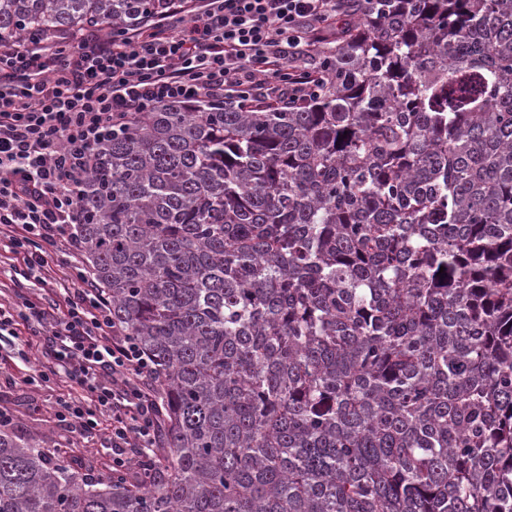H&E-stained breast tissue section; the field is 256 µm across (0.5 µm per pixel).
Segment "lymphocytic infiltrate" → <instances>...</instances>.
I'll return each mask as SVG.
<instances>
[{
    "mask_svg": "<svg viewBox=\"0 0 512 512\" xmlns=\"http://www.w3.org/2000/svg\"><path fill=\"white\" fill-rule=\"evenodd\" d=\"M352 0H167L116 35L0 40V238L29 284L0 306V332L46 326L49 372L69 386L58 420L103 431L110 466L134 467L162 430L149 358L112 323L110 301L77 247L78 197L95 148L140 113L169 102L277 105L318 96L321 63Z\"/></svg>",
    "mask_w": 512,
    "mask_h": 512,
    "instance_id": "obj_1",
    "label": "lymphocytic infiltrate"
}]
</instances>
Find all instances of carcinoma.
Instances as JSON below:
<instances>
[{"mask_svg": "<svg viewBox=\"0 0 512 512\" xmlns=\"http://www.w3.org/2000/svg\"><path fill=\"white\" fill-rule=\"evenodd\" d=\"M158 0H0V38ZM81 261L166 455L84 475L0 428V512H512V0H375L320 98L143 112Z\"/></svg>", "mask_w": 512, "mask_h": 512, "instance_id": "1", "label": "carcinoma"}]
</instances>
